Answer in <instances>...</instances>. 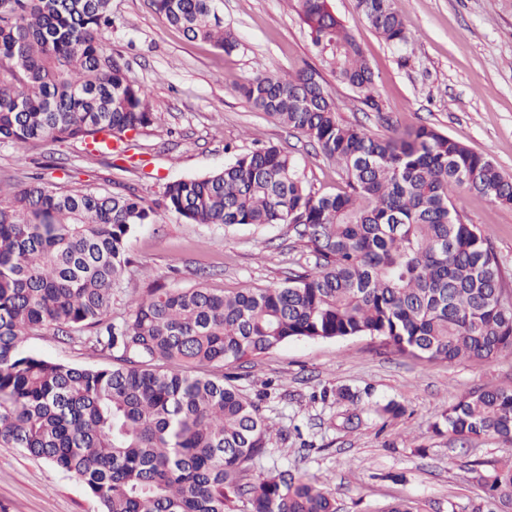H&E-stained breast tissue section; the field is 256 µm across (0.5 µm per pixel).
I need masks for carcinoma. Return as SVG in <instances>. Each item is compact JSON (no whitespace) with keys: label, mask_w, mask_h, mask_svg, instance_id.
<instances>
[{"label":"carcinoma","mask_w":512,"mask_h":512,"mask_svg":"<svg viewBox=\"0 0 512 512\" xmlns=\"http://www.w3.org/2000/svg\"><path fill=\"white\" fill-rule=\"evenodd\" d=\"M111 0H0V143L124 140L153 123L148 90L108 49ZM322 70L372 107L375 76L328 0H292ZM191 40L237 47L214 0H149ZM384 41L411 36L394 0H357ZM257 111L305 134L346 177L321 195L293 154L269 145L220 171L169 182L164 208L195 224H289L305 263L271 288L216 294L159 283L109 318L131 259L128 241L157 208L135 189H52L36 177L0 189V444L76 474L101 512H337L309 479L277 470L245 481L268 453L270 421L224 382L290 339L371 336L429 362L491 361L512 349V290L487 236L465 223L461 189L512 205V177L433 128L373 137L343 124L321 70L259 73L238 87ZM51 328L112 360L85 368L29 351ZM437 437L492 436L512 447V387L448 407ZM473 512H512V466L476 462Z\"/></svg>","instance_id":"obj_1"}]
</instances>
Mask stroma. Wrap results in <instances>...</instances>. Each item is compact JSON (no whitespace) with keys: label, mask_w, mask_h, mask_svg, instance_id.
Wrapping results in <instances>:
<instances>
[{"label":"stroma","mask_w":512,"mask_h":512,"mask_svg":"<svg viewBox=\"0 0 512 512\" xmlns=\"http://www.w3.org/2000/svg\"><path fill=\"white\" fill-rule=\"evenodd\" d=\"M329 3L364 51L379 104L368 108L325 74L341 122L376 136L393 127H432L512 176V0H395L412 36L403 47L368 28L356 0ZM215 7L238 41L232 53L188 40L160 21L148 0H111L107 44L148 89L155 115L134 140L133 161L86 154L77 142L24 149L0 143V186L38 174L102 192L131 187L160 208L159 223L144 225L129 241L135 263L112 298L116 322L151 281L216 293L267 288L284 283L301 258L302 245L288 225L193 224L164 210L166 183L209 175L231 153L278 145L301 160L315 190L335 194L345 187L341 171L316 144L254 110L237 91L260 69L287 77L318 66V50L290 0H215ZM456 207L489 237L512 289V205L464 190ZM26 346L76 366L110 364L81 340L64 341L50 330ZM224 374L274 425L269 452L248 481L277 468L305 474L332 493L338 512H386L400 500L416 503L420 512H471L481 490L468 479L469 464L512 454L491 437L461 441L431 431L460 397L512 386V350L483 363H428L392 353L370 336L291 340ZM391 401L404 415L378 416L376 407ZM0 512H99V503L75 475L0 445Z\"/></svg>","instance_id":"35a3bbf8"}]
</instances>
